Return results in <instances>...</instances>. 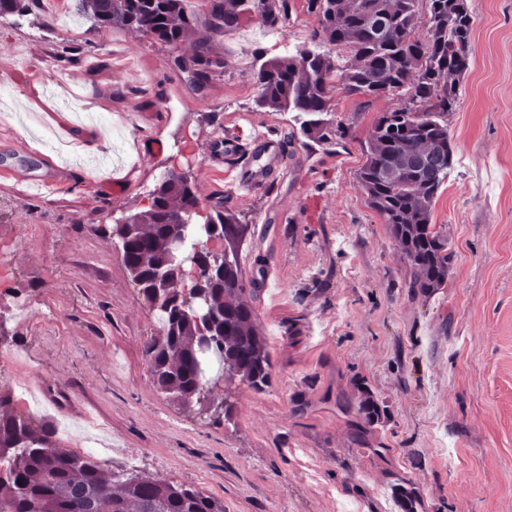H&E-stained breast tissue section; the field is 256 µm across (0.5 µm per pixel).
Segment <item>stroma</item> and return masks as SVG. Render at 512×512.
I'll list each match as a JSON object with an SVG mask.
<instances>
[{"instance_id":"stroma-1","label":"stroma","mask_w":512,"mask_h":512,"mask_svg":"<svg viewBox=\"0 0 512 512\" xmlns=\"http://www.w3.org/2000/svg\"><path fill=\"white\" fill-rule=\"evenodd\" d=\"M474 24L467 72L448 115L454 168L433 221L452 251L444 288H409L402 249L358 182L377 117L400 95L332 93L335 140L270 147L272 170L249 190L212 168L236 128L279 134L294 113L257 104L268 60L314 47L306 0L286 19L221 37L224 74L203 90L167 45L124 29L63 31L51 0L0 19V384L45 379L60 403L92 410L106 470L186 485L224 512H512V0H466ZM172 169L195 184L201 213L228 207L250 230L246 278L276 266L279 287L252 302L273 364L256 392L240 378L212 396L230 414L196 415L153 384L146 345L160 325L109 230L147 210ZM131 179L113 192L112 174ZM56 181L25 192L26 177ZM30 311L16 319L15 301ZM370 390L385 414L363 427Z\"/></svg>"}]
</instances>
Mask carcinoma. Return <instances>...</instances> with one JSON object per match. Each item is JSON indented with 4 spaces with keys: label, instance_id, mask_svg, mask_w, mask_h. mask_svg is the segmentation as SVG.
Listing matches in <instances>:
<instances>
[{
    "label": "carcinoma",
    "instance_id": "cac0c4a2",
    "mask_svg": "<svg viewBox=\"0 0 512 512\" xmlns=\"http://www.w3.org/2000/svg\"><path fill=\"white\" fill-rule=\"evenodd\" d=\"M222 0L221 11L203 26L212 37L197 42L183 56L194 67L186 75L196 89L224 73V56L215 35L236 30L258 17L269 28L282 25L278 0ZM420 0H307L321 16V42L346 48L345 65L323 51L302 50L262 63L257 71L258 106L297 113L300 131L318 141L332 138L325 116L331 93L342 85L349 96L398 93L402 105L377 121L359 179L370 206L402 245L412 275L409 287L430 294L448 283L451 253L446 226L432 223L435 199L453 168L448 123L441 120L458 101L448 74L462 76L469 67L473 18L465 0H426L428 36H413ZM187 0H78L101 28L133 29L178 45L195 25ZM199 201L188 180L164 177L153 190L151 209L128 218L135 226L111 228L123 263L149 303L160 308L161 334L145 348L153 364L155 386L185 409L206 412L215 406L207 385L209 357L224 358L229 376H239L257 391L270 384L267 344L253 325L248 303L230 300L257 296L262 282L244 279L239 251L249 225L226 208L205 217L210 239L224 241L216 256L200 241ZM182 219L190 261L207 276L189 290L159 277L169 267L165 242L170 224ZM206 291L209 314L200 318L189 298ZM7 389H0V512H224V505L192 487L147 478L135 472L102 469L88 457L65 451L54 442L49 423L10 409ZM358 414L372 424L380 408L372 396L359 402Z\"/></svg>",
    "mask_w": 512,
    "mask_h": 512
}]
</instances>
